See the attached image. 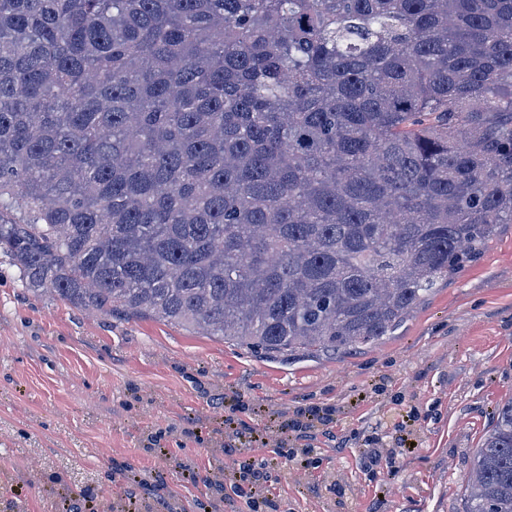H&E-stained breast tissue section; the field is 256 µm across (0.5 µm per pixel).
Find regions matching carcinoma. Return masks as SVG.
Returning <instances> with one entry per match:
<instances>
[{"instance_id":"carcinoma-1","label":"carcinoma","mask_w":512,"mask_h":512,"mask_svg":"<svg viewBox=\"0 0 512 512\" xmlns=\"http://www.w3.org/2000/svg\"><path fill=\"white\" fill-rule=\"evenodd\" d=\"M504 224L512 0H0V252L28 289L336 352ZM472 477L465 512H512V399Z\"/></svg>"}]
</instances>
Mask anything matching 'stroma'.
Wrapping results in <instances>:
<instances>
[{
    "label": "stroma",
    "instance_id": "obj_1",
    "mask_svg": "<svg viewBox=\"0 0 512 512\" xmlns=\"http://www.w3.org/2000/svg\"><path fill=\"white\" fill-rule=\"evenodd\" d=\"M511 399L512 224L390 336L334 355L84 310L27 291L0 254V512H61L82 491L126 512L131 472L138 512H464ZM245 429L263 442L226 456ZM243 458L267 463L259 488L240 486Z\"/></svg>",
    "mask_w": 512,
    "mask_h": 512
}]
</instances>
